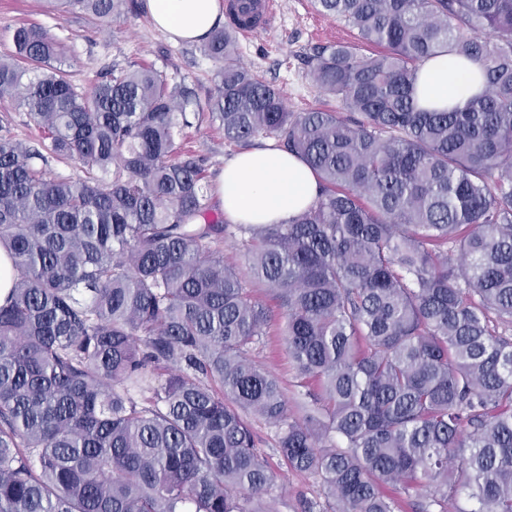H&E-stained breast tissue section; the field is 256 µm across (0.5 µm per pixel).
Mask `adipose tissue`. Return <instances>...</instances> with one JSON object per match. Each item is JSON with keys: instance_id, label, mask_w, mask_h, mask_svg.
I'll return each instance as SVG.
<instances>
[{"instance_id": "obj_1", "label": "adipose tissue", "mask_w": 512, "mask_h": 512, "mask_svg": "<svg viewBox=\"0 0 512 512\" xmlns=\"http://www.w3.org/2000/svg\"><path fill=\"white\" fill-rule=\"evenodd\" d=\"M157 30L174 42L196 43L224 22L221 0H146ZM481 68L448 53L419 68L416 97L425 109H448L483 87ZM318 180L301 159L284 150H244L224 164L217 194L224 216L237 224H278L310 207Z\"/></svg>"}]
</instances>
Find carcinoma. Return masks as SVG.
Listing matches in <instances>:
<instances>
[{
  "label": "carcinoma",
  "instance_id": "cac0c4a2",
  "mask_svg": "<svg viewBox=\"0 0 512 512\" xmlns=\"http://www.w3.org/2000/svg\"><path fill=\"white\" fill-rule=\"evenodd\" d=\"M118 21L134 0H55ZM384 48L319 47L311 76L347 111L290 112L240 65L232 31L209 117L303 160L315 203L282 224H238L248 271L224 260L197 154L176 143L194 92L153 68L79 92L36 25L0 58L57 156L0 119V512H268L277 478L247 416L276 429L287 468L318 476L332 512H512V0H314ZM477 63L463 106L415 100L418 65ZM313 408L288 412L249 356L274 314ZM4 106L8 107L11 111L9 112V117L12 135L16 139L31 145H36L41 149L47 158V166H45V168L49 176L54 177L55 175L61 174L74 179L84 177L83 169L78 163L72 161L66 162L65 160L59 159L49 150H44L38 145L40 132L33 122L30 121L27 112L18 107L17 98H4L2 101L0 100V110Z\"/></svg>",
  "mask_w": 512,
  "mask_h": 512
}]
</instances>
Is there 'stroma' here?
<instances>
[{
	"mask_svg": "<svg viewBox=\"0 0 512 512\" xmlns=\"http://www.w3.org/2000/svg\"><path fill=\"white\" fill-rule=\"evenodd\" d=\"M278 17L274 29L248 40H239L240 61L249 70L274 84L292 112L320 106L343 112L339 100L324 96L310 76L309 60L320 45L333 42L355 44L369 52L358 31L347 21L317 12L313 0H275ZM25 24L40 25L67 47L64 68L73 85L87 90L100 74L112 68L135 69L152 66L184 79L196 94L189 109L200 112L199 121L183 129L181 139L204 158L209 183H216L225 159L237 153V146L225 143L224 131L205 115L206 101L213 92L218 65L204 55L200 45L176 44L155 29L147 11L117 23H101L75 11L53 10L48 0H0V57L13 49L12 34ZM253 358L280 380L290 413L307 403L305 388L299 387L296 370L283 344L282 326L274 322ZM251 426L259 450L278 475L271 503L275 512H301V501L316 503L327 512L329 499L322 481L313 475L285 470L281 465L274 427L260 419Z\"/></svg>",
	"mask_w": 512,
	"mask_h": 512,
	"instance_id": "obj_1",
	"label": "stroma"
}]
</instances>
